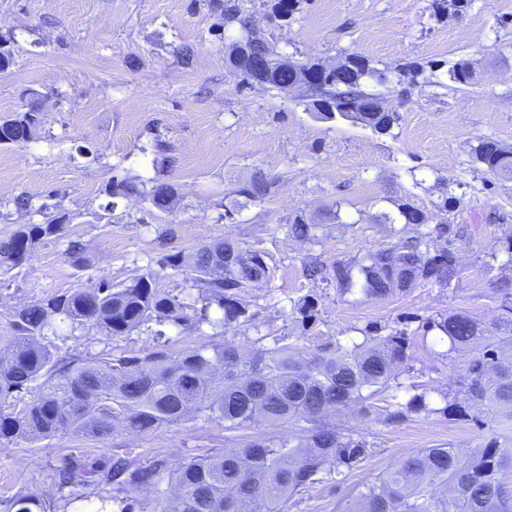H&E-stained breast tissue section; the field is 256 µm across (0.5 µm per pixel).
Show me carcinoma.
I'll return each mask as SVG.
<instances>
[{"label":"carcinoma","instance_id":"1","mask_svg":"<svg viewBox=\"0 0 512 512\" xmlns=\"http://www.w3.org/2000/svg\"><path fill=\"white\" fill-rule=\"evenodd\" d=\"M246 0L225 4L210 0L224 11V23L238 24L241 42L262 56L271 69V86L293 80L303 63L275 55L263 33L251 23ZM331 69L323 88L310 95L313 105L326 111L321 120H351L375 131H390L399 120L393 111L381 112L379 98L364 90L369 79L385 80V73L357 55ZM473 69L458 63L449 80L468 86ZM43 123L37 105L6 116L0 138L13 144L32 139ZM486 172L512 177V151L484 139L474 148ZM276 180L256 168L237 184L234 194L249 201L264 200ZM112 210L114 199L140 197L165 211L173 197L166 183L146 187L130 177H112L105 189ZM431 216L408 204L397 214L383 213V224H404L394 230L399 240L367 253L360 260L338 261L331 268L314 258L304 268L317 280L323 273L345 295L359 290L365 298H384L420 280L448 284L456 274V259L445 247L432 244L427 233L405 235V227L429 223ZM68 217L58 215L43 224H23L0 242V283L21 266L39 242L62 235ZM318 225L297 216L288 235L303 241L316 238ZM189 288L198 291L201 306H191L177 294L155 287L153 275L142 274L124 284L103 279L90 289L54 294L15 309L6 334L0 336V401L24 393L30 401L17 413L0 411V438H54L68 433L99 444L116 425L140 434L196 417L224 425L226 430L251 429L259 424L296 425L308 433L304 443L292 438H258L222 455L192 458L174 472L176 492L163 512H285L288 501L321 482V475L344 474L367 454V442L345 435L325 422L329 412L360 404L391 387L406 357L400 334L368 337L350 347L341 344L329 353L302 357L285 338L273 339L270 348L244 352L231 345L168 352L164 346L145 355L110 356L78 365L56 352L71 331H95L108 338L145 332L156 340L166 337L164 327L214 329L251 325L254 314L240 299V291L272 278L267 253L224 239L201 245L190 262ZM217 307L222 316L211 317ZM500 316L482 324L465 311L438 314L426 329L447 338L450 349L469 358L460 385L463 402L449 403L442 413L456 408L484 410L500 423L512 425V292L501 287ZM426 394L387 414L397 422L404 409H427ZM512 472V445L490 439L485 445L458 448H420L354 490L337 512H512V497L501 484ZM156 466L136 464L129 458L70 461L57 469L58 487L79 484L109 486L123 491L156 486ZM15 512H48L45 501L29 495L8 501Z\"/></svg>","mask_w":512,"mask_h":512}]
</instances>
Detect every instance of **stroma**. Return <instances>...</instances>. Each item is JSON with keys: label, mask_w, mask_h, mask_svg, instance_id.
Returning <instances> with one entry per match:
<instances>
[{"label": "stroma", "mask_w": 512, "mask_h": 512, "mask_svg": "<svg viewBox=\"0 0 512 512\" xmlns=\"http://www.w3.org/2000/svg\"><path fill=\"white\" fill-rule=\"evenodd\" d=\"M275 0H253L252 16L274 49L293 59L329 67L357 54L386 68L385 84L369 82L382 105L398 112L390 133L348 121H323L296 91L247 83L227 55L239 39L208 0H0V36L13 38L14 64L0 71V116L36 102L43 124L29 142L0 146V240L23 224L62 213V236L41 241L10 287H0V330L10 310L42 297L118 284L155 272L156 286L178 294L189 269H162L167 253L193 252L224 238L264 250L274 264L270 282L245 294L255 328H190L172 335L168 348L229 344L249 349L258 333L286 338L305 356L359 343L365 331L406 335L408 371L394 393L399 402L430 388L431 412L387 421L390 402L370 401L333 413L329 422L362 435L370 448L343 481L325 478L293 497L288 512H336L349 493L419 448H472L490 436L512 443V432L480 410L441 414L465 369L426 318L467 311L489 322L498 314L499 287L512 285V179L487 173L474 149L490 138L512 149V0H464L441 12L437 0H302L287 18L274 17ZM194 55L183 63L181 50ZM469 63L476 77L459 87L447 72ZM414 63L419 84L403 93L397 64ZM164 150H154L155 141ZM146 183L171 184L168 211L138 197L105 212L103 190L113 168ZM278 180L266 200L248 202L233 218L230 193L254 168ZM47 203V214L16 211L15 196ZM340 217L328 219L333 204ZM407 203L431 217L425 229L457 258L451 284H416L380 299L340 295L331 282L303 275L309 258L325 264L362 258L395 243L383 212ZM315 218V241L287 232L295 216ZM85 246L75 266L70 241ZM314 295L316 317L302 321L293 306ZM156 339L134 332L118 338L76 333L60 355L93 358L142 355ZM292 426L229 431L201 419L150 434L116 429L103 444L66 435L0 439V512L17 495L50 501L54 512H120L114 486L58 489L55 470L71 459L128 455L160 464L168 484L180 463L239 447L257 436L296 435Z\"/></svg>", "instance_id": "stroma-1"}]
</instances>
